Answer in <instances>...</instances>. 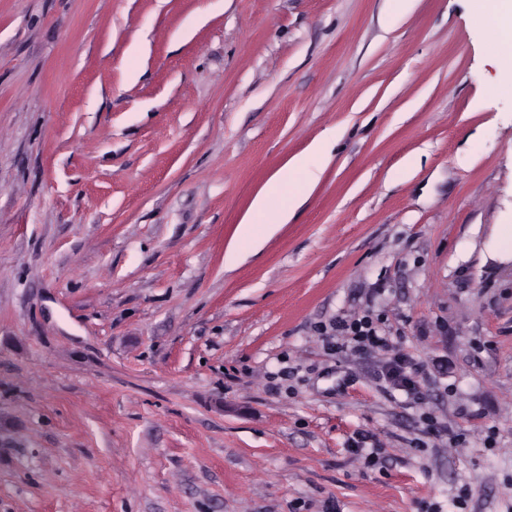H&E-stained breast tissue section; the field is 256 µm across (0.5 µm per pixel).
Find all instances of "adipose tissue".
<instances>
[{
	"label": "adipose tissue",
	"mask_w": 512,
	"mask_h": 512,
	"mask_svg": "<svg viewBox=\"0 0 512 512\" xmlns=\"http://www.w3.org/2000/svg\"><path fill=\"white\" fill-rule=\"evenodd\" d=\"M472 8L476 18L486 22L485 35L490 43L512 44V0H473ZM309 157H294L256 194L241 219L242 236L250 246H263L276 227L288 223L313 192L319 173L311 168Z\"/></svg>",
	"instance_id": "1"
}]
</instances>
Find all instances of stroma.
I'll list each match as a JSON object with an SVG mask.
<instances>
[{
    "mask_svg": "<svg viewBox=\"0 0 512 512\" xmlns=\"http://www.w3.org/2000/svg\"><path fill=\"white\" fill-rule=\"evenodd\" d=\"M497 56L471 0H0V512H512ZM365 313L417 392L325 349ZM319 172L311 168L308 155L294 157L287 167L273 174L242 217V237L251 247L263 246L280 224H288L296 209L311 195ZM419 363L407 353H394L387 358L381 370L382 379L392 387L406 392L417 390Z\"/></svg>",
    "mask_w": 512,
    "mask_h": 512,
    "instance_id": "stroma-1",
    "label": "stroma"
}]
</instances>
